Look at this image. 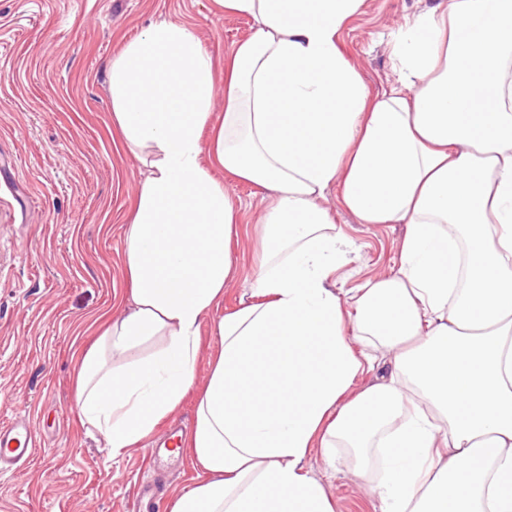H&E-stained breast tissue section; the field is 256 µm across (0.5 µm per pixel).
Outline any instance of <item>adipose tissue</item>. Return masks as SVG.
I'll return each instance as SVG.
<instances>
[{"instance_id": "1", "label": "adipose tissue", "mask_w": 512, "mask_h": 512, "mask_svg": "<svg viewBox=\"0 0 512 512\" xmlns=\"http://www.w3.org/2000/svg\"><path fill=\"white\" fill-rule=\"evenodd\" d=\"M212 2L255 23L223 86L175 21L109 66L112 125L146 149V175L124 236L129 310L82 351L79 423L117 455L193 398L180 450L205 478L171 512H335L305 466L314 448L379 512H512V0L406 17L399 83L376 94L339 45L366 0ZM215 166L266 200L247 298L225 313L240 221ZM334 186L359 223L405 227L397 270L347 294L336 273L357 247L322 205Z\"/></svg>"}]
</instances>
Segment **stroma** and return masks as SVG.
<instances>
[{
  "instance_id": "obj_1",
  "label": "stroma",
  "mask_w": 512,
  "mask_h": 512,
  "mask_svg": "<svg viewBox=\"0 0 512 512\" xmlns=\"http://www.w3.org/2000/svg\"><path fill=\"white\" fill-rule=\"evenodd\" d=\"M435 0H367L340 33L347 58L372 90L396 84L388 35ZM174 20L210 53L216 82L224 56L254 28L212 0H0V423L17 413L37 424L40 450L0 477V512H139L141 482L154 478L150 440L113 455L73 411L79 350L96 319L126 313L121 254L126 215L145 169L112 127L108 68L151 24ZM215 177L240 209L235 308L258 259V186ZM326 206L359 256L336 273L343 290L398 266L400 224H361L337 190ZM306 466L336 512H375L361 480Z\"/></svg>"
}]
</instances>
